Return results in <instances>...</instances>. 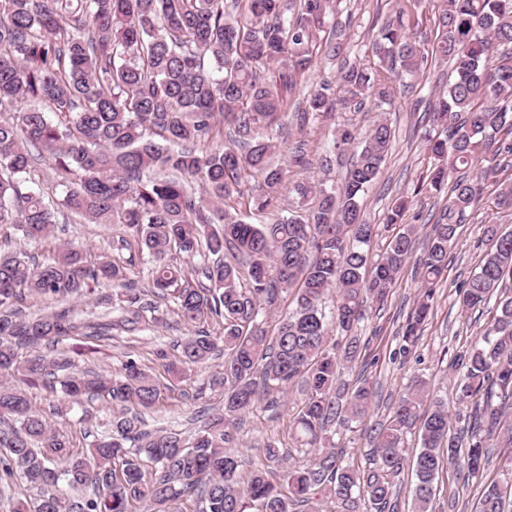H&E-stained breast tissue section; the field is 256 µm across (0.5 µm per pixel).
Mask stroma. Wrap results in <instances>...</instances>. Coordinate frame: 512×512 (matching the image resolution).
Returning a JSON list of instances; mask_svg holds the SVG:
<instances>
[{
    "label": "stroma",
    "instance_id": "obj_1",
    "mask_svg": "<svg viewBox=\"0 0 512 512\" xmlns=\"http://www.w3.org/2000/svg\"><path fill=\"white\" fill-rule=\"evenodd\" d=\"M437 0H337L336 12L346 23L347 54L343 57L318 56L312 69L297 85L291 96L292 103L305 100L308 93L324 79L333 78L343 64H362L370 57V44L382 21L393 9L404 12V21L410 35L424 48H431L437 35ZM450 63L429 59L414 81L412 91L396 89L388 117L395 131L392 149L382 166L378 179L367 188L361 198L365 220L371 224L383 223L387 209L400 196L412 199L405 221L415 228L418 243H425L426 236L440 212L448 203L447 193L417 191L416 186L432 168L434 160L426 146L429 121L423 110L435 100L442 86L451 75ZM377 115L375 107L362 112H339L334 120L316 119L305 126H297L293 118H284L282 124L271 126L265 138L272 145L277 163H284L296 142L306 144L312 161L309 168L291 169L278 189L279 206L272 213L258 216V223H268L303 211L304 206L294 192L298 182H323L339 185L350 164V156L333 162L330 168L320 164L331 142L337 124L351 123L359 129H367ZM512 181V169L499 172L496 177L484 181L482 195L471 217L459 229L456 241L448 250V270L436 292L432 312L426 321L417 348L407 356L398 355L397 331L404 324L416 296L415 268L406 265L397 279L391 295L382 310L372 314L361 332L362 352L351 367L345 369L343 378L354 382L358 376H368L378 390L374 400V419L385 418L389 406L413 378L425 380L434 397L447 400L453 416L468 415L467 405L455 399L456 385L461 377L455 367V358L480 336L487 315L462 312L458 304V287L481 264L491 244L484 234L489 224L512 230V211L499 208L496 196L501 184ZM119 225L91 224L70 215L55 225L52 235L43 240L26 242V250L35 256L46 257L63 242L80 245L90 254L112 250V238L118 234ZM112 287H95L93 292L80 299L43 300L27 299L23 309L34 316L48 310L67 306L73 308L78 321L84 323L108 322L112 309L103 302L112 294ZM165 320L156 331L138 335H121L114 339L97 342L96 353L74 359L77 370L109 374L118 369L121 359L131 354L145 371L166 384L165 398L155 410L146 413L147 426H155L167 419L180 421L186 435H194L203 423L202 416L221 408L224 392L212 388L210 379L224 369V358L211 356L205 362L193 366L185 374L168 373L166 362H177L179 352L171 348L173 340L185 336L186 327L174 313L172 304L160 307ZM168 350L167 360H158L157 347ZM33 410L43 415L53 427L72 435L77 448L88 447L85 432L99 436L110 431L112 406L103 399L90 401L87 407H74L68 415L59 416L57 407L63 406L62 393H50L42 389L28 392ZM302 399L299 387H291L282 398L277 410L256 409L246 414L239 430L235 454L243 461L244 469L265 465L262 446L267 440H277L281 450L290 454L293 463L303 461L304 456L295 449L292 438V418ZM92 409L91 422H83V409ZM502 466L491 462L481 479L463 481L454 470L443 469L437 484V494L432 504L433 512H474L483 484L499 480Z\"/></svg>",
    "mask_w": 512,
    "mask_h": 512
}]
</instances>
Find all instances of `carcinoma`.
I'll return each mask as SVG.
<instances>
[{
	"label": "carcinoma",
	"mask_w": 512,
	"mask_h": 512,
	"mask_svg": "<svg viewBox=\"0 0 512 512\" xmlns=\"http://www.w3.org/2000/svg\"><path fill=\"white\" fill-rule=\"evenodd\" d=\"M334 0H0V226L23 241L45 239L65 209L90 223L119 224V244L133 240L148 257L151 293L172 302L183 322L211 314L224 320L217 340L195 333L178 341L182 363L207 360L224 344V373L210 385L224 389V407L206 415L194 437L173 425L139 426L131 406L148 409L165 386L129 357L110 375L72 370L58 350L64 339L111 335L112 324L78 326L70 312L23 316L26 296L64 299L89 283L110 282L123 292L105 301L116 325L129 333L163 322L158 307L132 288V261L107 253L89 260L65 242L43 261L18 247L0 252V481L18 479L35 497L18 499L12 512H398L406 440L418 435L412 461L413 512H431L434 483L445 466L468 478L482 475L491 449L512 448V231L485 228L493 242L477 270L459 286L465 312L494 303L482 336L456 357L462 370L456 396L473 405L467 427L449 428L448 403L414 380L383 422H370L375 389L351 386L345 364L359 356L357 331L391 294L411 258L414 229L403 224L410 206L396 199L385 224L361 219L359 200L379 175L393 130L385 113L359 135L351 125L335 131V155L357 147L337 187L300 182L296 194L308 211L269 224H253L225 208L244 177L261 180L253 201L259 214L278 206L286 169L272 160L259 129L290 107L289 95L309 72L315 51L344 53ZM391 13L370 53L377 66L350 64L325 80L294 110L302 125L336 110L359 111L367 100L391 105L394 85L411 79L428 54ZM439 35L432 53L449 61L453 79L430 109L438 133L427 138L435 164L426 188L451 189L448 205L431 225L415 267L418 294L398 333L410 354L448 271V247L480 195V181L512 158V63L495 65L494 50L512 46V0H441ZM279 65V82L261 69ZM36 99L50 108L17 110ZM227 127L234 147L224 146ZM48 152L73 178L58 201L22 192L34 152ZM481 166L480 176L460 171ZM202 181L205 195L190 182ZM392 230L378 258L369 247L379 229ZM200 261L190 270L178 258ZM248 266L249 287L238 264ZM300 284L295 307L270 337L259 317L276 308L285 288ZM336 290L330 311L323 299ZM341 334V340L333 335ZM22 346L44 354L24 360ZM68 371L57 380L56 372ZM24 384L61 387L74 405L97 396L121 408L112 434L77 450L64 432L32 411ZM303 378L305 399L293 420L295 439L307 448L300 465L279 479L258 468L247 476L228 450L237 442L239 417L275 409L280 396ZM433 409L421 413L425 403ZM357 433L370 448L359 467L344 460L336 435ZM478 512H512V456L502 480L486 485Z\"/></svg>",
	"instance_id": "carcinoma-1"
}]
</instances>
